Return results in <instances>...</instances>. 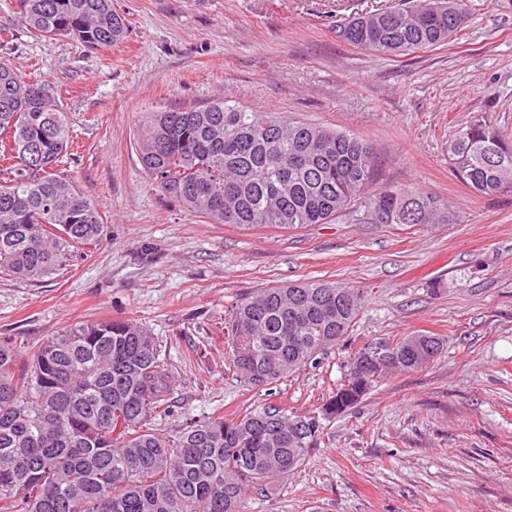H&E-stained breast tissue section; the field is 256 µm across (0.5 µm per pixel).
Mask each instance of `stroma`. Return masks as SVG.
<instances>
[{"mask_svg": "<svg viewBox=\"0 0 512 512\" xmlns=\"http://www.w3.org/2000/svg\"><path fill=\"white\" fill-rule=\"evenodd\" d=\"M419 0H113L124 42L91 51L10 24L0 61L43 79L67 112L57 171L96 201L101 240L55 275L0 272V339L30 355L78 322L131 319L163 346L175 406L161 429L271 402L318 410L350 353L377 339L445 337L444 354L392 373L327 424L305 464L239 512H512V190L471 191L448 146L476 117L512 137V0H465L447 43L408 54L355 47L357 12ZM228 99L353 133L374 151L375 186L438 196L454 224H215L144 172L143 113ZM334 281L363 292L344 340L318 365L246 387L226 368L228 309L259 288Z\"/></svg>", "mask_w": 512, "mask_h": 512, "instance_id": "obj_1", "label": "stroma"}]
</instances>
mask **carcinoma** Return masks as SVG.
<instances>
[{
  "mask_svg": "<svg viewBox=\"0 0 512 512\" xmlns=\"http://www.w3.org/2000/svg\"><path fill=\"white\" fill-rule=\"evenodd\" d=\"M450 10L377 8L340 28L348 43L402 54L440 45L464 20ZM16 21L89 49L115 46L127 23L112 0H16ZM149 178L215 224L294 229L339 218L375 224H454L438 197L412 186L372 187V148L328 126L257 112L233 100L148 112L139 121ZM70 125L49 85L0 63V272L41 281L69 249L96 244L99 204L55 173ZM459 181L486 195L512 188V141L480 118L449 144ZM356 289L328 281L259 288L230 309L228 371L269 385L319 362L354 325ZM442 336L369 342L352 352L346 383L318 412L268 403L236 417L193 420L170 432V364L159 341L128 320L80 322L25 361L0 342V512H238L250 490L272 491L306 462L324 422L355 407L391 371L441 356Z\"/></svg>",
  "mask_w": 512,
  "mask_h": 512,
  "instance_id": "cac0c4a2",
  "label": "carcinoma"
}]
</instances>
